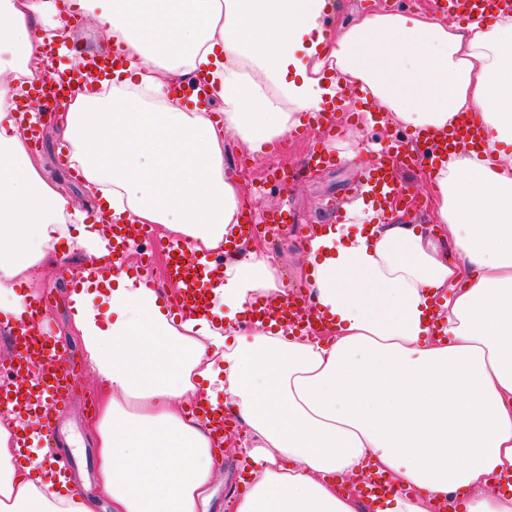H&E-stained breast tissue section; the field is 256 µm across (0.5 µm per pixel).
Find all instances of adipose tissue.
<instances>
[{"mask_svg":"<svg viewBox=\"0 0 512 512\" xmlns=\"http://www.w3.org/2000/svg\"><path fill=\"white\" fill-rule=\"evenodd\" d=\"M122 62L89 77L53 125L94 214L31 154L35 112L16 86L49 76L45 42L72 41L58 0H0V316L30 325L22 287L66 242L92 256L69 294L71 330L98 380L88 432L112 512H208L224 447L216 422L247 425L246 491L231 512H363L337 478L385 473L416 493L375 512H512V14L492 25L429 10L327 26L333 0H77ZM370 97L385 126L441 134L467 115L479 148L428 174V226L358 203L357 226L309 241L312 310L299 336L239 331L263 299L288 298L261 246L209 276L208 310L174 311L176 287L112 267V227L154 224L220 252L245 204L224 137L269 154L301 113ZM204 405L186 414L184 403ZM31 414H0V512H94L83 473L30 454Z\"/></svg>","mask_w":512,"mask_h":512,"instance_id":"adipose-tissue-1","label":"adipose tissue"}]
</instances>
